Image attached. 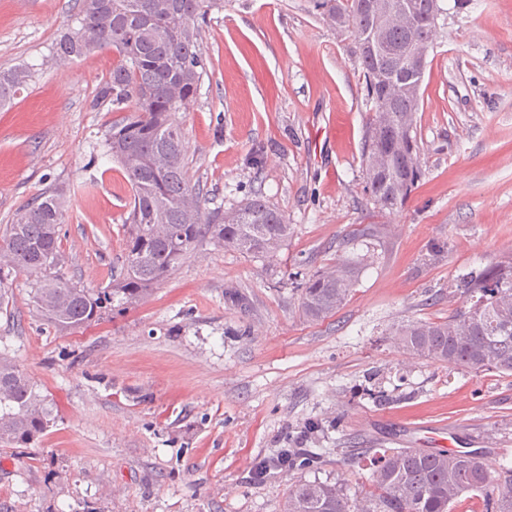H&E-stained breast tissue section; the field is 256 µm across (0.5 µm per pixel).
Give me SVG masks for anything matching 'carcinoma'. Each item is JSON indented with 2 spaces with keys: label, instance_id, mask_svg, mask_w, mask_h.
Masks as SVG:
<instances>
[{
  "label": "carcinoma",
  "instance_id": "carcinoma-1",
  "mask_svg": "<svg viewBox=\"0 0 512 512\" xmlns=\"http://www.w3.org/2000/svg\"><path fill=\"white\" fill-rule=\"evenodd\" d=\"M73 20L53 48L70 61L113 51L119 61L98 87L94 105L109 104L126 116L112 123L106 145L131 187L126 218L127 248L121 272L105 288H82L63 272L61 190L41 193L16 213L0 233V310L9 306L13 271L37 274L33 303L61 330H77L102 318L114 305L144 298L203 242L257 257L274 255L291 227L280 209L259 193L224 211L209 209L187 164L178 113L200 87L203 62L200 21L220 0H77ZM331 22L342 19L352 36L350 53L365 78L368 122L362 175L367 203L392 213L401 209L421 178L420 147L413 135L419 98L406 81L424 72H397L384 90L380 76L396 67L388 54L371 53L364 40L377 22L360 0H311ZM416 24L389 18L382 36L390 51L413 44L432 48L434 0H414ZM21 65L0 70V108L28 82ZM356 283V268L339 265L297 283L306 317L324 319L342 308ZM463 305L444 320H407L394 331L401 347L457 369L512 374V262L487 266L463 281ZM50 409L17 364L0 355V442L27 445L44 432ZM288 466L311 468L321 453L285 448ZM352 467L372 472L374 491L358 498L341 486L300 481L288 491L284 512H454L464 494L483 497L484 512H512V468L490 470L480 454L414 448H359L344 456Z\"/></svg>",
  "mask_w": 512,
  "mask_h": 512
}]
</instances>
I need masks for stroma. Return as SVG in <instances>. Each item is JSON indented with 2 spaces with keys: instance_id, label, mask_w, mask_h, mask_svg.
Returning <instances> with one entry per match:
<instances>
[{
  "instance_id": "stroma-1",
  "label": "stroma",
  "mask_w": 512,
  "mask_h": 512,
  "mask_svg": "<svg viewBox=\"0 0 512 512\" xmlns=\"http://www.w3.org/2000/svg\"><path fill=\"white\" fill-rule=\"evenodd\" d=\"M414 132L422 176L406 204H367L369 108L349 38L310 0H224L201 25L204 70L179 118L208 208L262 194L291 226L271 257L203 244L137 304L61 331L8 280L0 354L52 406L34 443H0V512H281L299 481L370 492L345 448L482 452L512 467V375L400 349L406 319L447 318L461 275L512 260V0H442ZM75 0H0V70L31 78L0 108V229L64 189L66 276L107 286L126 253L131 189L106 155L120 113L93 107L115 53L56 64ZM335 126L340 137L330 136ZM356 261L336 314L303 315L295 273ZM383 390L386 401L371 393ZM323 448L315 471L260 461Z\"/></svg>"
}]
</instances>
